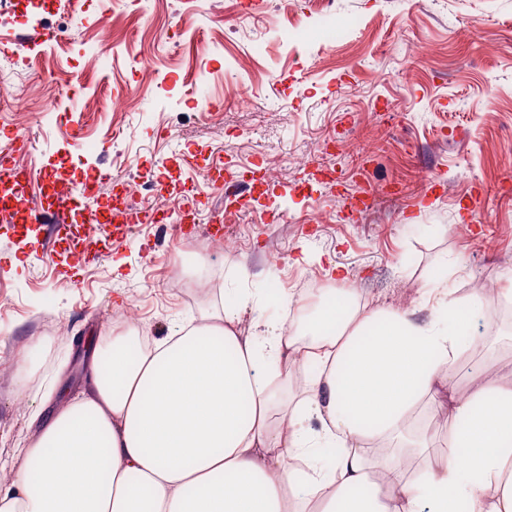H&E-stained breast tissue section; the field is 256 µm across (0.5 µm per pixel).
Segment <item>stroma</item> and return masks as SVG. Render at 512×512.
<instances>
[{
	"mask_svg": "<svg viewBox=\"0 0 512 512\" xmlns=\"http://www.w3.org/2000/svg\"><path fill=\"white\" fill-rule=\"evenodd\" d=\"M208 2L119 0L104 58L74 54L66 87L53 77L62 11L45 14L56 37L37 61L0 51V96L29 105L0 112V150L20 132L19 164L73 181L89 167L138 176L127 205L167 213L77 252L48 246L45 227L0 224L1 460L61 392L82 390L88 358L75 345L125 333L119 297L160 338L234 303L238 288L262 299L239 315L246 333L257 320L277 326L278 292L308 279L400 309L447 288L470 313L477 364L512 371V318L483 331L470 290L479 280L512 290V0ZM81 3L88 26L68 35L77 44L97 36L98 0ZM243 11L254 27H239ZM130 40L156 57V74L123 53ZM255 85L259 97L242 106ZM49 102L57 111L43 112ZM217 155L231 169L260 165L265 195L245 191L230 206L207 177ZM153 174L165 194L146 187ZM185 182L198 192L196 224L177 221ZM368 191L369 208L354 210L351 198ZM214 214L234 252L208 249ZM331 261L342 278L328 275ZM200 274L215 288H194Z\"/></svg>",
	"mask_w": 512,
	"mask_h": 512,
	"instance_id": "1",
	"label": "stroma"
}]
</instances>
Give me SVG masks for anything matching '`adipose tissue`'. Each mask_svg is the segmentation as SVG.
Instances as JSON below:
<instances>
[{"instance_id": "ef3b65f1", "label": "adipose tissue", "mask_w": 512, "mask_h": 512, "mask_svg": "<svg viewBox=\"0 0 512 512\" xmlns=\"http://www.w3.org/2000/svg\"><path fill=\"white\" fill-rule=\"evenodd\" d=\"M278 300L286 316L270 336L238 330L258 305L241 292L149 345L135 329L106 337L85 390L20 448L0 512H512V379L456 397L470 319L448 293L425 317L351 290L314 307ZM427 396L448 444L411 473L396 458L428 455L409 435Z\"/></svg>"}]
</instances>
